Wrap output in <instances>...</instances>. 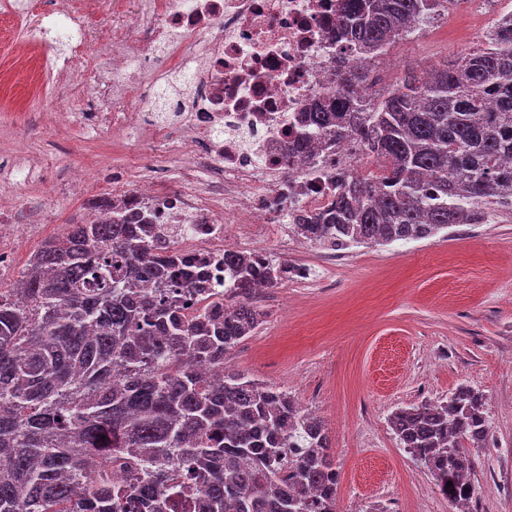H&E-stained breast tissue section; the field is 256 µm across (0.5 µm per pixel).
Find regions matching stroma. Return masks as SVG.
Here are the masks:
<instances>
[{
	"mask_svg": "<svg viewBox=\"0 0 512 512\" xmlns=\"http://www.w3.org/2000/svg\"><path fill=\"white\" fill-rule=\"evenodd\" d=\"M462 44L477 46L468 18H437L395 44L400 66L384 74V86L456 57ZM12 95L13 105L0 106V167L20 174L0 179V201L14 209L26 207L40 182L67 179L78 167L93 195L110 193L116 171L139 181L164 172L176 193L198 185L197 175L145 138L35 122L33 113L57 106L62 90H35L20 74ZM85 196L45 199L48 223L8 247L12 272L84 219ZM267 247L309 264L314 280L275 289L263 323L225 365L288 391L301 411L323 420L339 471V512H456L401 447L389 417L447 400L462 386L484 395L490 424L485 447L471 451L469 512H512V209L490 207L484 223L451 227L444 237L354 248L333 271L320 267L315 250L278 233Z\"/></svg>",
	"mask_w": 512,
	"mask_h": 512,
	"instance_id": "stroma-1",
	"label": "stroma"
}]
</instances>
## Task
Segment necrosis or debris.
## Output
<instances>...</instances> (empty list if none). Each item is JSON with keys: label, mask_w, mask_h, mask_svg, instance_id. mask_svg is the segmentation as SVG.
Wrapping results in <instances>:
<instances>
[{"label": "necrosis or debris", "mask_w": 512, "mask_h": 512, "mask_svg": "<svg viewBox=\"0 0 512 512\" xmlns=\"http://www.w3.org/2000/svg\"><path fill=\"white\" fill-rule=\"evenodd\" d=\"M96 0H0V13L19 18L18 48L34 82L55 78L86 108L75 116L57 105L51 122L143 129L159 151L178 156L203 174L199 189L177 195L164 177L129 184L112 180L113 216L153 232L189 263L196 285L178 292L188 317L213 299L231 295L235 280L224 265L228 245L248 243L263 262L271 225L288 223L294 237L302 216L322 211L336 173L364 174L363 146L323 140L307 120L319 101L334 96L333 75L353 55L336 26L341 0H139L133 15L91 29ZM163 53L170 67L194 64L196 82L184 103L175 139L168 125L152 122L155 82L136 65ZM111 68L119 90L136 105L99 109L108 93L98 72Z\"/></svg>", "instance_id": "1"}]
</instances>
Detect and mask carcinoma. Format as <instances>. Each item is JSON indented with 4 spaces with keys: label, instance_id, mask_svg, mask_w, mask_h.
Wrapping results in <instances>:
<instances>
[{
    "label": "carcinoma",
    "instance_id": "obj_1",
    "mask_svg": "<svg viewBox=\"0 0 512 512\" xmlns=\"http://www.w3.org/2000/svg\"><path fill=\"white\" fill-rule=\"evenodd\" d=\"M447 0H345L337 27L355 52L378 57ZM369 68L339 71L336 96L309 112L320 134L363 141L381 174H339L328 209L299 225L306 239L388 245L480 224L483 207L512 202V16L486 42L370 100ZM234 302L187 319L148 295L150 276L193 281L180 258L155 248L149 224L107 216L71 224L34 253L22 287L0 290V512H337L339 472L324 423L288 393L202 364L260 324L252 286L279 272L224 252ZM391 428L455 505L473 496L469 448L489 425L481 393L397 410ZM290 448L299 450L287 461ZM194 484L172 494L173 457ZM452 486H447V483Z\"/></svg>",
    "mask_w": 512,
    "mask_h": 512
}]
</instances>
